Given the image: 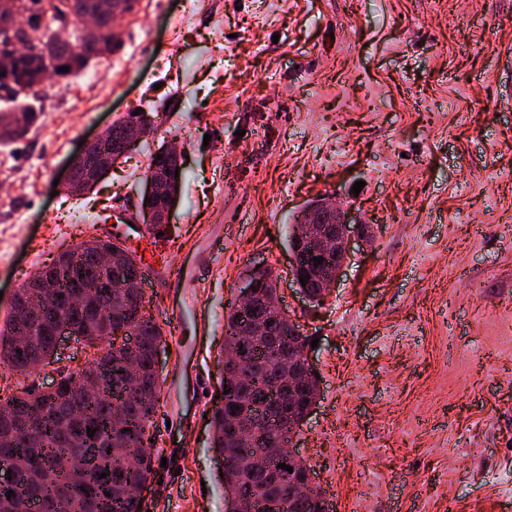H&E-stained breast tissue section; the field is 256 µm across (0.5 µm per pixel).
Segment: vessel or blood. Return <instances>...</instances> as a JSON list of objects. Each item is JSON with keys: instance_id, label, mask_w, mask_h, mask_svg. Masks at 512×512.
Segmentation results:
<instances>
[{"instance_id": "vessel-or-blood-1", "label": "vessel or blood", "mask_w": 512, "mask_h": 512, "mask_svg": "<svg viewBox=\"0 0 512 512\" xmlns=\"http://www.w3.org/2000/svg\"><path fill=\"white\" fill-rule=\"evenodd\" d=\"M127 245L136 252L141 278L151 285L176 288L194 280L193 269L172 270L168 263V252L160 244L157 232L152 227L139 226L136 234L128 239Z\"/></svg>"}]
</instances>
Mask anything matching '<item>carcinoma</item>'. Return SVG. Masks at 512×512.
<instances>
[{
  "label": "carcinoma",
  "instance_id": "obj_1",
  "mask_svg": "<svg viewBox=\"0 0 512 512\" xmlns=\"http://www.w3.org/2000/svg\"><path fill=\"white\" fill-rule=\"evenodd\" d=\"M97 9L98 0H57L50 23L69 15L78 23L82 15ZM85 39L81 30L69 44L48 42L37 54L17 58L10 72L0 76L3 97L14 103L11 110L23 119L14 126L0 125V142H18L28 134L34 111L23 101L37 94L34 81L39 75L52 72L67 77L85 69L92 59L113 52L102 33L99 50L82 59L79 48ZM78 58L82 59L80 66H72ZM64 66L69 70L59 72ZM177 170L182 167L175 161L159 160L151 153L144 175L170 174V188L177 192L182 178L175 174ZM43 279L56 285L54 297L38 287ZM260 283L249 313L240 319L232 311L227 317L226 336L244 343L253 363L244 375L236 366L225 364L223 374L241 378L250 403L239 404L230 398L214 406L212 448L217 456L234 460L221 481L238 482L240 494L255 500L259 512H317V505L309 499L277 497V475L256 469L252 460L240 455V449L260 448L273 437L291 438L303 424L317 380L316 374H310L290 404L280 402L273 393L280 383L278 372L286 360L290 336L270 322V305L277 296L275 280L264 271ZM18 302L24 309L32 302L37 304L36 312L27 313L21 321L12 318L0 328L1 365L27 371L50 362L54 323L62 321L78 329L87 344L106 339L107 332L130 330L139 348L141 371L135 382H124L117 375V355L109 348L90 366L99 396L84 395L78 374L68 373L55 391L14 396L0 404V464L14 468L17 479L15 486L0 483V512H32L34 507L38 512H138L126 488L138 480L139 473L127 467L126 457L148 450L144 431L152 423L159 387L151 358L163 338L162 328L151 317H132L143 305L142 291L111 280L110 272L98 266L95 253L81 245L62 252L51 266L39 271L35 282L20 289ZM115 399L126 405L119 421L112 417ZM253 419L260 420L258 435L224 432L231 421ZM89 428L95 431L92 437Z\"/></svg>",
  "mask_w": 512,
  "mask_h": 512
}]
</instances>
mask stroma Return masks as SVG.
I'll return each instance as SVG.
<instances>
[{
    "label": "stroma",
    "mask_w": 512,
    "mask_h": 512,
    "mask_svg": "<svg viewBox=\"0 0 512 512\" xmlns=\"http://www.w3.org/2000/svg\"><path fill=\"white\" fill-rule=\"evenodd\" d=\"M119 28L96 82L49 78L25 139L0 143V327L27 276L98 235L99 200L140 190L144 147L98 195L55 193L79 142L155 113L156 142L182 152L163 238L200 272L205 331L186 332L193 363L163 345L144 512H226L208 401L259 264L318 342L320 398L294 445L333 512H512V0H137ZM321 195L372 235L352 236L317 305L291 283L288 239ZM93 354L65 337L38 370L0 366V400Z\"/></svg>",
    "instance_id": "1"
}]
</instances>
